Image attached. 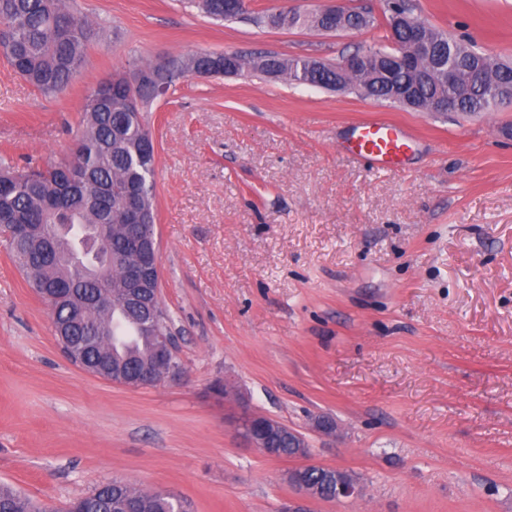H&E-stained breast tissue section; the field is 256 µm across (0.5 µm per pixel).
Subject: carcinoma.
<instances>
[{
  "instance_id": "carcinoma-1",
  "label": "carcinoma",
  "mask_w": 512,
  "mask_h": 512,
  "mask_svg": "<svg viewBox=\"0 0 512 512\" xmlns=\"http://www.w3.org/2000/svg\"><path fill=\"white\" fill-rule=\"evenodd\" d=\"M232 0H186L188 6L217 21H245L258 29H327L320 10H232ZM403 15L409 28L435 40L454 45L463 72L459 111L486 112L497 103L499 88L512 86V67L499 62L475 45L446 35L417 14L412 0H385L383 17L389 43L409 37L396 24ZM100 24L75 12L67 0H0V55L16 74L46 95L66 91L87 62V46ZM241 72L253 71L272 81L301 85L308 81L325 85L336 82V64L319 65L307 56H284L270 61L268 54L247 57L235 53ZM224 75V54L196 51L166 60L163 89L144 85L137 91L111 77L86 97L79 150L45 166L19 171L0 164V225L28 224L31 233L10 242L22 273L34 289L66 290L52 303L53 326L58 341L78 338L84 330L97 331L96 346L82 362L87 370L103 359L112 371L133 376L138 367L151 362L153 341L144 334L139 318L125 299L122 260L132 229L124 222L126 198L131 192L141 200L150 220H156V155L144 149L149 136L144 112L176 81L186 77ZM349 89L365 98L397 102L392 84L365 74L347 76ZM50 224H108L112 240L99 248V258L108 263L106 275L90 279L78 265L58 264L43 255L42 240L49 238ZM280 456L289 458L302 450L301 443L284 430L271 438ZM301 479L320 487L327 500L335 490V475L329 470L290 471L288 483ZM126 501L138 504V512H174L172 496L134 489L125 483L97 488L81 499L84 512H123ZM4 512H33L28 499L0 486Z\"/></svg>"
}]
</instances>
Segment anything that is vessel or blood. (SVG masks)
Returning <instances> with one entry per match:
<instances>
[{
  "label": "vessel or blood",
  "mask_w": 512,
  "mask_h": 512,
  "mask_svg": "<svg viewBox=\"0 0 512 512\" xmlns=\"http://www.w3.org/2000/svg\"><path fill=\"white\" fill-rule=\"evenodd\" d=\"M412 136L399 123L381 117L358 121L344 145V151L380 169L393 167L411 148Z\"/></svg>",
  "instance_id": "b4317fda"
}]
</instances>
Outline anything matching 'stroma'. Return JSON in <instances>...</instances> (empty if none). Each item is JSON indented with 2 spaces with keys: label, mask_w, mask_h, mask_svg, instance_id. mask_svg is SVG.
Masks as SVG:
<instances>
[{
  "label": "stroma",
  "mask_w": 512,
  "mask_h": 512,
  "mask_svg": "<svg viewBox=\"0 0 512 512\" xmlns=\"http://www.w3.org/2000/svg\"><path fill=\"white\" fill-rule=\"evenodd\" d=\"M415 2L512 59V0ZM73 3L106 25L66 94H41L0 57V160L66 156L87 95L139 60L385 45L381 26L262 31L180 0ZM371 116L412 134L399 168L340 152ZM146 120L160 298L185 376L134 389L70 363L0 237V485L50 512L112 481L193 512H277L295 462L246 444L248 410L362 486L314 512H512V103L417 112L245 74L184 79Z\"/></svg>",
  "instance_id": "35a3bbf8"
}]
</instances>
